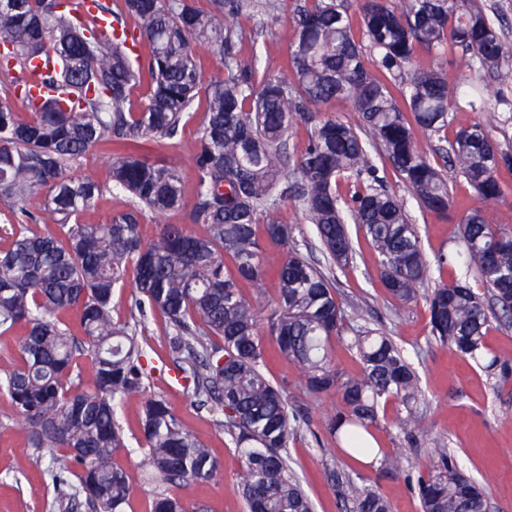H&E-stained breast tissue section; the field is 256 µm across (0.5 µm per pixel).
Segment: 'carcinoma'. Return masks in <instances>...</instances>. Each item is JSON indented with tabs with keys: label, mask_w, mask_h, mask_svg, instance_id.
Returning a JSON list of instances; mask_svg holds the SVG:
<instances>
[{
	"label": "carcinoma",
	"mask_w": 512,
	"mask_h": 512,
	"mask_svg": "<svg viewBox=\"0 0 512 512\" xmlns=\"http://www.w3.org/2000/svg\"><path fill=\"white\" fill-rule=\"evenodd\" d=\"M206 2L203 9L197 0H123L115 10L108 0H0V69L14 72L0 87V202L14 218L0 236V333L22 336L0 389L32 447L61 453L62 466L49 476L72 493L60 498L59 512H127L131 486L115 462L124 449L117 407L150 386L138 333L157 314L178 380L200 405L224 415L248 512H313L287 454L310 420L313 399L341 395L344 407L327 428L350 456L375 452L371 428L390 400L400 405L397 427L414 438L415 368L381 329L352 325L363 319L362 307L348 315L323 266L300 251L279 218L288 199L315 226L329 264L349 265V225H356L377 253L386 292L405 304L426 301L434 341L503 379L508 372L485 352L484 339L492 323H512V228L489 223L483 208L505 202L498 172L512 168V154L493 132L503 121L499 106L512 112V100L488 105L475 88L450 91L441 67L414 65L418 50L438 57L450 46L468 68L511 78L512 39L502 24L480 0H357L356 31L348 0H296L286 73L269 76L259 57L239 55L240 20L254 16V0ZM201 50L219 58L224 79L202 85ZM368 55L374 71L365 65ZM37 61L44 70L33 85L27 73ZM143 85L146 103L135 111L132 94ZM202 91L207 108L188 201L181 170L148 155L160 139L177 144ZM13 96L24 98L27 115L14 111ZM458 97L482 120L454 125ZM340 98L352 102L356 122L325 115L323 106ZM298 123L310 132L296 157L288 132ZM418 132L448 147L429 156ZM92 149L109 159L104 181L70 174ZM374 153L388 158L420 208L439 216L453 207L444 172L473 187L478 205L457 228L462 250L436 259L440 267L464 268L472 280L425 287L429 262L418 228L377 176ZM114 188L130 194L127 209L103 224L81 222ZM35 197L44 198L43 207L27 208ZM178 210L202 233L159 224L155 239L142 243L146 215ZM46 213L54 223H44ZM267 245L280 250L274 264L263 260ZM129 274L134 299L130 318L120 321L112 316L113 290ZM268 278L277 299L261 319L241 288ZM70 312L76 331L65 320ZM268 336L301 368L306 399L288 398L286 386L264 372ZM333 338L351 342L360 376L336 367ZM83 356L90 357L87 386L80 383ZM141 425L143 465L155 482L151 512H208L201 504L188 508L174 489L213 480L219 461L161 396L145 401ZM324 475L342 512H392L361 473L332 467ZM418 494L422 512L487 510L485 488L445 451L419 477Z\"/></svg>",
	"instance_id": "cac0c4a2"
}]
</instances>
